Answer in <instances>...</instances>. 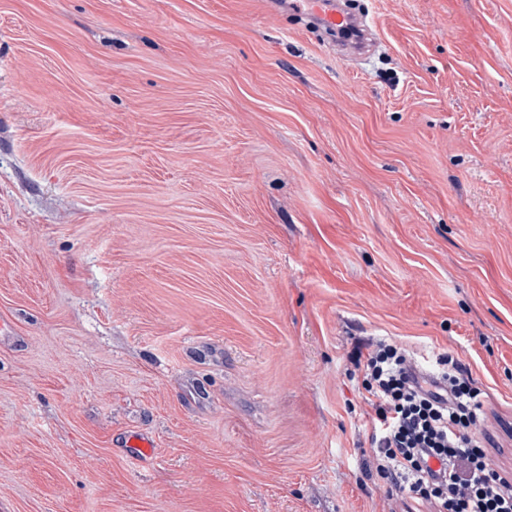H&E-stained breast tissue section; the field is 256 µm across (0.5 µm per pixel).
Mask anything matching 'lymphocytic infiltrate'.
<instances>
[{
	"label": "lymphocytic infiltrate",
	"instance_id": "lymphocytic-infiltrate-1",
	"mask_svg": "<svg viewBox=\"0 0 512 512\" xmlns=\"http://www.w3.org/2000/svg\"><path fill=\"white\" fill-rule=\"evenodd\" d=\"M406 349L379 340L364 357L370 407L368 470L430 512H512V482L494 468L484 444L478 392L450 356L439 363L444 388L410 375ZM441 467L432 470L429 459Z\"/></svg>",
	"mask_w": 512,
	"mask_h": 512
}]
</instances>
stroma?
Wrapping results in <instances>:
<instances>
[{
	"mask_svg": "<svg viewBox=\"0 0 512 512\" xmlns=\"http://www.w3.org/2000/svg\"><path fill=\"white\" fill-rule=\"evenodd\" d=\"M349 4L357 58L0 0V512H427L364 470L372 339L468 370L512 480V0Z\"/></svg>",
	"mask_w": 512,
	"mask_h": 512,
	"instance_id": "35a3bbf8",
	"label": "stroma"
}]
</instances>
